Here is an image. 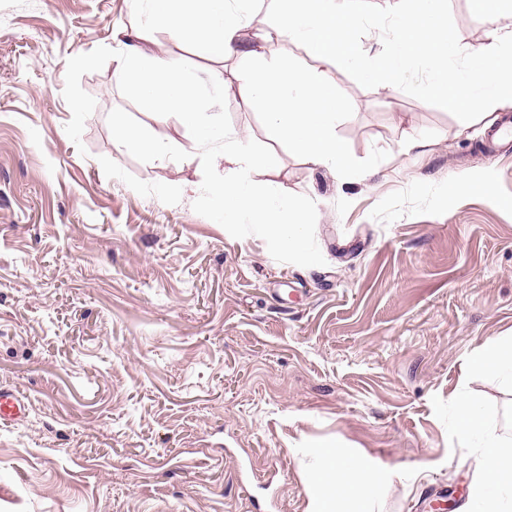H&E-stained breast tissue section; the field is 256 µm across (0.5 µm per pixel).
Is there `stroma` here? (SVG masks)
Instances as JSON below:
<instances>
[{"mask_svg": "<svg viewBox=\"0 0 512 512\" xmlns=\"http://www.w3.org/2000/svg\"><path fill=\"white\" fill-rule=\"evenodd\" d=\"M450 6L463 49L491 40L496 20ZM270 29L245 20L241 41L344 92L354 113L336 133L356 158L386 151L372 171L343 179L291 154L239 92L240 56L143 32L132 0H0V388L28 405L0 423V512H310L329 443L379 471L373 512L476 507L479 451L454 420L475 399L512 437V385L468 369L512 336V141L488 160L485 122L460 131ZM99 46L229 85L234 139L277 158L253 180L315 201L324 265L277 262L197 214L195 142L121 94L115 61L81 79L96 109L74 144L67 60ZM117 115L169 157L121 148Z\"/></svg>", "mask_w": 512, "mask_h": 512, "instance_id": "obj_1", "label": "stroma"}]
</instances>
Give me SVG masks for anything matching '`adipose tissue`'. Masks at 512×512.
<instances>
[{
    "mask_svg": "<svg viewBox=\"0 0 512 512\" xmlns=\"http://www.w3.org/2000/svg\"><path fill=\"white\" fill-rule=\"evenodd\" d=\"M471 369L512 383V341L495 340L485 345L473 356ZM455 430L463 445L482 450L483 474L474 490L482 503L480 512H501L491 491L503 487L512 491V439L486 431L482 406L474 400L460 404ZM375 479L376 472L369 465L339 456L334 446H325L309 476L317 491L311 512H370L368 491Z\"/></svg>",
    "mask_w": 512,
    "mask_h": 512,
    "instance_id": "ef3b65f1",
    "label": "adipose tissue"
}]
</instances>
